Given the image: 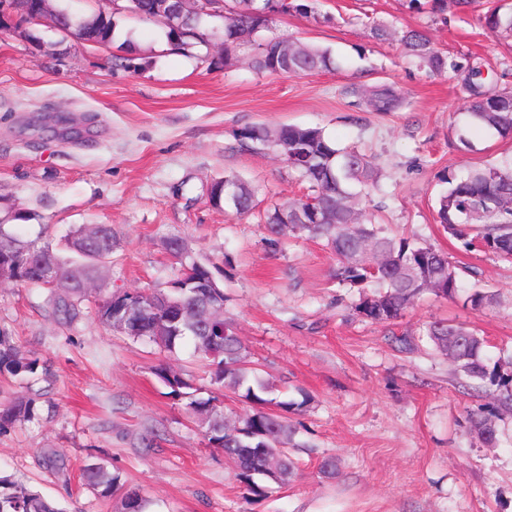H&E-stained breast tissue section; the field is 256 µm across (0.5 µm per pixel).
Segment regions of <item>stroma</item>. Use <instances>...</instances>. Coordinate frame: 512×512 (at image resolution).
<instances>
[{
	"instance_id": "obj_1",
	"label": "stroma",
	"mask_w": 512,
	"mask_h": 512,
	"mask_svg": "<svg viewBox=\"0 0 512 512\" xmlns=\"http://www.w3.org/2000/svg\"><path fill=\"white\" fill-rule=\"evenodd\" d=\"M309 14L276 16L271 35L331 49L343 67L303 75L259 73L253 48L231 65L219 48L172 51L162 28L116 14L112 43L87 46L34 26V40L0 28V217L24 214L15 233L59 244L82 224L117 234L98 294L73 324L57 322L49 292L0 283V330L31 356L50 361L39 384L0 372V404L36 401L38 420L0 434V471L54 499L63 512H120V496L99 498L81 480L99 461L147 499L146 512H512V415L499 441L475 438L468 411L485 393L464 390L454 365L429 343L435 320L463 322L486 340L490 358L512 353V262L466 247L436 222L445 180L489 163H512V138L467 119L465 64L512 89V37L490 35L480 17L490 0L440 19L406 0H307ZM425 30L462 65L441 75L395 42L366 35L372 23ZM135 66H114L123 41ZM387 83L407 105L397 112L352 111L345 87ZM95 115L86 124V115ZM263 124L323 129L381 168L364 206L390 235H415L448 254L465 287L493 292L482 311L424 295L391 325L353 316L354 292L332 277L322 241L288 237L270 246L262 211L303 197L308 186L275 152L241 151L236 133ZM237 174L258 185L262 209L238 216L214 208L213 179ZM181 235L209 263L252 362L288 399L309 397L298 420L288 485L245 502L233 468L209 447L186 401L169 395L152 368L164 355L103 326L97 302L117 290L164 288L178 264L161 242ZM411 338L413 352L398 337ZM66 455L60 474L43 464ZM335 457L336 478L319 471Z\"/></svg>"
}]
</instances>
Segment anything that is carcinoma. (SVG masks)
Here are the masks:
<instances>
[{"instance_id": "cac0c4a2", "label": "carcinoma", "mask_w": 512, "mask_h": 512, "mask_svg": "<svg viewBox=\"0 0 512 512\" xmlns=\"http://www.w3.org/2000/svg\"><path fill=\"white\" fill-rule=\"evenodd\" d=\"M224 15V64L233 60L235 50L259 32L270 28L272 15L290 8L288 0H230ZM431 12L462 13L473 0H428ZM173 12L164 25L165 36L173 50L188 53L205 46L211 33L203 27L202 3L173 0ZM54 26H78L77 38L89 45L112 42L116 21L102 12L77 18L64 8L52 13ZM484 28L494 35H512V6L496 5L481 18ZM368 37L376 41H396L418 64L433 74L461 66L438 51L420 29L393 30L376 24ZM252 67L258 72L310 74L341 67L328 48L268 37L257 44ZM466 111L477 126L502 138L512 136V91L484 89L482 72L468 67ZM349 106L358 112H396L407 100L389 84L351 86L344 89ZM240 147L247 150L269 149L276 152L299 179L310 183L312 194L274 205L266 212L269 243L276 246L290 235L321 240L336 257L334 277L357 289L351 306L354 314L373 323H392L423 294L444 300L460 301L462 306L480 311L495 295L481 288L464 290L462 277L448 260V254L411 236H391L372 224L358 201L374 189L381 177L371 158L357 147L332 143L319 128L295 125L271 129L253 125L238 133ZM259 188L234 174L214 180L209 202L237 215L252 212L259 203ZM438 223L458 238L469 236L477 224L484 232L479 245L505 260H512V168L487 165L460 178L448 179V188L437 201ZM116 239L106 224L81 226L69 245L71 255L64 257L36 240L23 241L8 227L0 225V277L33 287L51 289L50 304L57 319L70 324L81 317L80 303L100 288L99 280L112 259ZM168 254L177 258L180 275L174 287L149 291H117L98 306L97 316L112 327V312L125 305H142L150 311L141 315L136 340L146 339L169 357L183 343L191 341L195 351L210 361V384L217 393H233L249 403L243 416L224 414L217 394L195 398L193 381L170 365L161 362L153 374L169 395L189 399L188 407L201 427L208 444L224 452L234 466L250 502L267 496L271 489L265 472L276 461L282 483H288L296 462L288 453V444L297 433L291 415L302 411V401L280 400L273 396V385L251 365L248 353L232 321L224 318V291L201 287L213 279L211 268L192 259L186 242L170 237L163 242ZM429 342L447 355L458 372L473 384L494 387L492 403L467 412L471 429L484 441L498 440L496 419L512 414V356L500 357L488 364L484 356L485 339L473 329L446 320L430 323ZM13 376L37 375L47 380L50 365L25 356L0 332V372ZM36 416L35 401L17 398L0 405V433L18 421ZM87 487L101 497L123 491L122 512H145L146 501L134 489L122 490L118 477L102 463L83 469ZM0 512H62L58 504L38 491L30 490L8 475L0 476Z\"/></svg>"}]
</instances>
